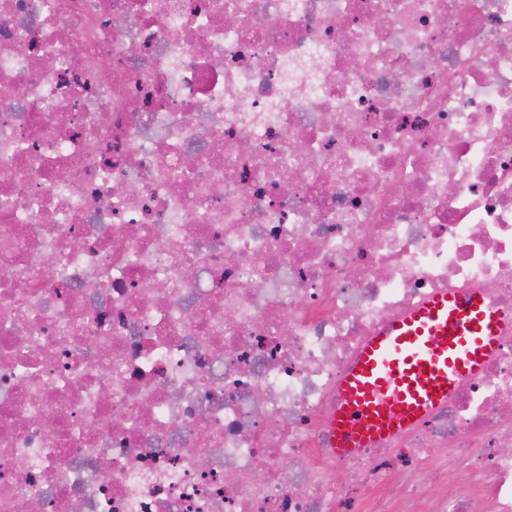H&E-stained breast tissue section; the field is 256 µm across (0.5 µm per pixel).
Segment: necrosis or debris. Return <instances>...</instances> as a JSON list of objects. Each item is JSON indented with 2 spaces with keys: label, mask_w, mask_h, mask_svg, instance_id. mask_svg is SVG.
<instances>
[{
  "label": "necrosis or debris",
  "mask_w": 512,
  "mask_h": 512,
  "mask_svg": "<svg viewBox=\"0 0 512 512\" xmlns=\"http://www.w3.org/2000/svg\"><path fill=\"white\" fill-rule=\"evenodd\" d=\"M441 290L498 350L327 454ZM0 512H512V0H0Z\"/></svg>",
  "instance_id": "1"
}]
</instances>
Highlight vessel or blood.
I'll list each match as a JSON object with an SVG mask.
<instances>
[{"instance_id": "1", "label": "vessel or blood", "mask_w": 512, "mask_h": 512, "mask_svg": "<svg viewBox=\"0 0 512 512\" xmlns=\"http://www.w3.org/2000/svg\"><path fill=\"white\" fill-rule=\"evenodd\" d=\"M502 319L476 293H440L386 323L342 373L329 422L337 456L372 447L420 422L479 374Z\"/></svg>"}]
</instances>
